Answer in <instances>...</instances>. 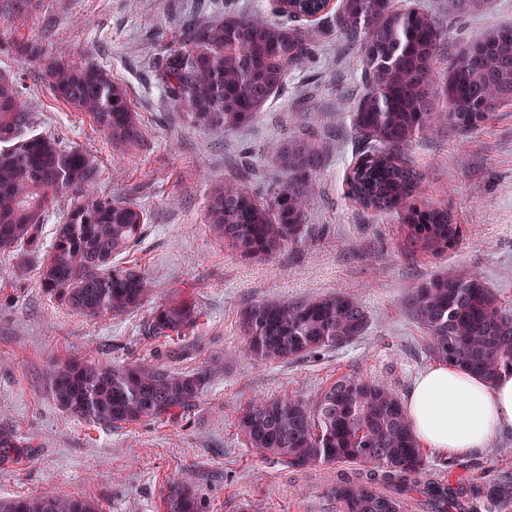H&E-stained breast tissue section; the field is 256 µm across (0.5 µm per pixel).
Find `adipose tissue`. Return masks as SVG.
Returning a JSON list of instances; mask_svg holds the SVG:
<instances>
[{
	"label": "adipose tissue",
	"mask_w": 512,
	"mask_h": 512,
	"mask_svg": "<svg viewBox=\"0 0 512 512\" xmlns=\"http://www.w3.org/2000/svg\"><path fill=\"white\" fill-rule=\"evenodd\" d=\"M405 409L422 444L443 456L467 454L512 427V374L489 382L440 364L417 379Z\"/></svg>",
	"instance_id": "obj_1"
}]
</instances>
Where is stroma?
Wrapping results in <instances>:
<instances>
[{"mask_svg":"<svg viewBox=\"0 0 512 512\" xmlns=\"http://www.w3.org/2000/svg\"><path fill=\"white\" fill-rule=\"evenodd\" d=\"M202 3L0 0V71L20 73L36 131L97 157L98 194L147 211L134 257L151 285L147 307L90 319L50 299L35 268L17 272L15 259L0 255V438L13 443L0 453V499L71 495L98 501L102 512H164L171 487L186 479L204 512H244L249 505L256 512H338L323 472H297L247 447L237 429L242 410L284 394L311 401L347 375L384 380L407 397L435 365L408 291L434 274L477 272L512 307L511 104L470 132L443 121L414 143L419 200L447 205L462 235L442 255L412 252L396 213L363 209L347 195L346 176L361 151L350 121L364 92L357 46L334 34L322 38L256 120L226 131L196 128L167 102L153 75ZM394 3L431 13L449 55L512 24V0H489L476 13L450 11L448 0ZM34 41L43 47L36 59L23 51ZM51 59L107 66L143 124L141 144L113 148L87 115L56 100L42 78ZM301 138L315 142L322 158L308 201L309 234L277 257L241 259L207 230L208 191L240 176L250 190L267 193L284 176L279 149ZM329 292L351 295L365 308L364 336L288 362L247 356L242 308ZM175 294L201 308L196 329L146 339L150 307ZM157 349L183 368L212 366L211 382L189 413L93 428L60 410L47 389L49 367L68 357L149 363ZM503 468L512 470V428L489 447L456 457L451 480L490 481Z\"/></svg>","mask_w":512,"mask_h":512,"instance_id":"obj_1","label":"stroma"}]
</instances>
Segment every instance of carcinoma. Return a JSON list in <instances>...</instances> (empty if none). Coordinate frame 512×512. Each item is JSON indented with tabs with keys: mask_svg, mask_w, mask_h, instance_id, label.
Instances as JSON below:
<instances>
[{
	"mask_svg": "<svg viewBox=\"0 0 512 512\" xmlns=\"http://www.w3.org/2000/svg\"><path fill=\"white\" fill-rule=\"evenodd\" d=\"M276 5L278 21L222 11L188 22L157 70L166 98L194 126H244L285 87L289 70L311 55L319 35L339 32L361 49L367 85L351 112L365 151L347 178L348 194L366 209L399 211L409 248L447 250L460 229L447 207L418 202L420 174L407 152L440 118L467 132L512 103V26L491 30L441 73L442 35L423 9H396L392 0H341L332 14L319 12L316 0ZM46 78L57 100L88 116L113 143L132 147L142 140L127 90L110 70L59 61ZM24 95L20 77L0 73V251L20 269L36 266L44 292L73 312L96 317L140 309L149 292L144 272L133 259L119 267L114 261L140 242L146 212L100 196L97 157L36 132ZM320 163L317 147L298 141L280 152L286 178L270 193L259 196L238 179L215 187L205 216L211 236L247 259L301 244ZM66 196L47 245L48 212ZM409 308L431 359L489 382L512 372V309L478 274L433 276L413 287ZM201 317L195 302L175 298L151 310L145 334L182 336ZM241 323L251 358L288 361L363 335L368 315L354 298L336 293L251 304ZM212 374L208 365L174 368L160 355L149 365L71 358L49 369L47 384L61 409L110 429L190 411ZM238 429L250 447L290 468L340 467L329 487L339 512H408L412 499L420 512H464L467 497L488 512L512 507V471L466 490L443 480L384 381L344 376L312 402L286 394L262 399L243 411ZM0 512L99 510L84 498L43 496L0 501ZM166 512H202L201 501L180 482Z\"/></svg>",
	"mask_w": 512,
	"mask_h": 512,
	"instance_id": "carcinoma-1",
	"label": "carcinoma"
}]
</instances>
